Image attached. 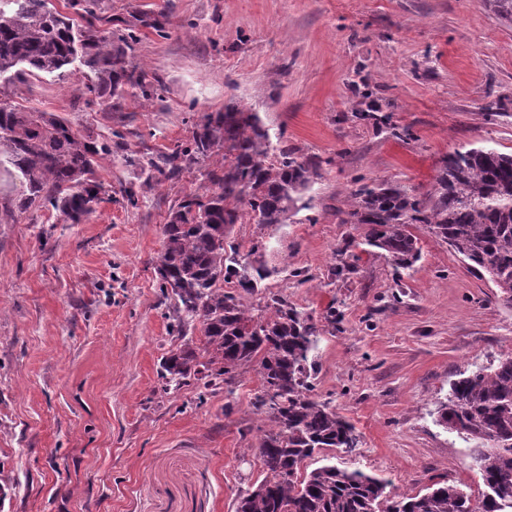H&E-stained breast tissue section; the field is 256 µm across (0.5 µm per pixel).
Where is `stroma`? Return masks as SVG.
Here are the masks:
<instances>
[{"instance_id": "stroma-1", "label": "stroma", "mask_w": 512, "mask_h": 512, "mask_svg": "<svg viewBox=\"0 0 512 512\" xmlns=\"http://www.w3.org/2000/svg\"><path fill=\"white\" fill-rule=\"evenodd\" d=\"M105 16L168 19L130 53L148 101H89L86 79L29 75L0 86L12 104L54 113L113 144L98 171L112 187L82 223L52 210L7 212L20 192L0 168V464L13 486L0 512H236L262 469L254 456V370L232 389L166 394L168 331L155 274L162 228L200 171L140 187L137 159L169 153L200 118L236 104L272 139L323 159L310 207L261 244L262 286L320 329L315 394L362 444L336 463L415 494L438 481L484 489L456 433L433 411L468 365L512 352V308L420 224L421 259L395 270L341 223L360 185L428 191L443 159L485 146L512 154V24L485 0H103ZM387 116L386 125L359 119ZM139 188L137 205L125 189ZM335 323H327V309Z\"/></svg>"}]
</instances>
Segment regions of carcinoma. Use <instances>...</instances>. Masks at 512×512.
<instances>
[{"instance_id":"carcinoma-1","label":"carcinoma","mask_w":512,"mask_h":512,"mask_svg":"<svg viewBox=\"0 0 512 512\" xmlns=\"http://www.w3.org/2000/svg\"><path fill=\"white\" fill-rule=\"evenodd\" d=\"M488 5L512 23V0ZM71 7L79 19L51 0H0V81L26 71L58 78L78 71L87 92L112 101L114 111L128 97H153L129 51L140 25L167 36L166 15L119 19L107 29L101 0H72ZM214 154L222 164L204 173L209 186L186 195L162 229L155 269L170 332L182 343L162 357L161 378L165 391L191 378L206 389L228 388L256 365L260 387L251 413L263 420L255 458L264 477L241 496L237 512H512V352L495 365L472 364L437 402L436 423L469 445L485 487L480 497L446 482L423 494H394L388 480L332 462L302 472L324 450L355 453L360 435L331 402L313 394L320 329L282 296L256 306L245 301L269 271L263 247L242 255L229 235L246 219L276 228L310 209L305 195L322 160L273 143L258 113L228 105L204 115L186 144L140 161L142 185L174 179ZM110 155L109 144L65 119L0 99V165L9 164L23 187L18 210L52 209L81 223L109 193L97 171ZM341 223L367 225L364 245L398 270L420 260L410 226L422 224L487 274L498 300L512 307V154L457 150L424 194L392 183L362 185L351 193Z\"/></svg>"}]
</instances>
